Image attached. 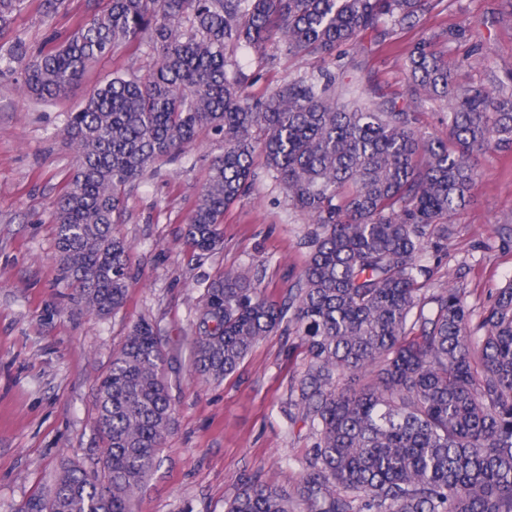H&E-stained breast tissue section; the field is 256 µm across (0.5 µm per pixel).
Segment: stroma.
<instances>
[{
	"label": "stroma",
	"mask_w": 512,
	"mask_h": 512,
	"mask_svg": "<svg viewBox=\"0 0 512 512\" xmlns=\"http://www.w3.org/2000/svg\"><path fill=\"white\" fill-rule=\"evenodd\" d=\"M85 8L86 0H69L66 12L47 18L41 0H25L11 34L43 48L50 32L70 31ZM458 26L480 33L488 62L458 69L457 83L491 86L494 71L512 67V0H433L425 30L403 29L386 42L366 36L360 86L405 96L407 51L423 33ZM156 60L147 46H117L66 97L47 103L0 76V512H24L65 464L95 466L96 382L141 318L166 344L174 414L134 512H225L246 481L288 489L303 474L313 438L288 418L307 364L296 336H266L220 382H200L192 370L193 321L214 279L231 268L260 271L269 300L278 302L306 258L309 220L263 157L249 193L224 213L221 249L210 253L194 252L185 231L222 138L201 131L176 160L156 162L130 187L119 230L132 247L134 285L118 314L89 315L61 274L53 205L76 163L66 115L96 83L116 72L146 74ZM319 65L270 47L236 52L229 72L259 96ZM450 228L447 253L428 252L424 262L436 287L460 286L468 305L481 307L489 290L512 279V152L481 160L474 194Z\"/></svg>",
	"instance_id": "obj_1"
}]
</instances>
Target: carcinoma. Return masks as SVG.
<instances>
[{"mask_svg": "<svg viewBox=\"0 0 512 512\" xmlns=\"http://www.w3.org/2000/svg\"><path fill=\"white\" fill-rule=\"evenodd\" d=\"M24 0H0V39ZM430 0H88L66 35L36 52L0 46V75L57 100L121 43L158 51L144 76L115 74L67 113L77 154L55 208L59 265L87 312H120L131 254L118 235L127 187L206 129L224 139L187 225L200 252L223 243L224 212L256 180L254 153L308 215L296 284L270 301L252 272L226 271L196 313L194 373L233 374L281 328L308 358L297 414L315 436L302 478L249 482L225 512H512V280L477 310L432 287L428 249L469 202L480 159L512 151V70L494 88L461 86L445 52L420 39L407 96L343 98L362 39L421 28ZM275 46L327 62L262 98L229 76L226 50ZM447 103L448 137L426 138L413 106ZM166 349L134 323L95 388L99 466L62 467L31 512H132L172 418Z\"/></svg>", "mask_w": 512, "mask_h": 512, "instance_id": "carcinoma-1", "label": "carcinoma"}]
</instances>
